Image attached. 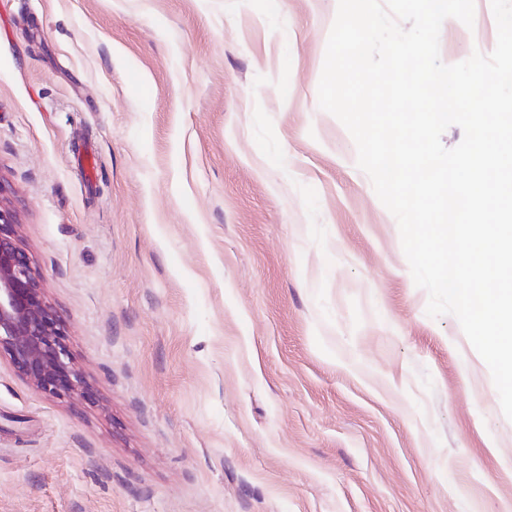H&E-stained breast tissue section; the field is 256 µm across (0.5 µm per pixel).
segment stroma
<instances>
[{
  "label": "stroma",
  "instance_id": "stroma-1",
  "mask_svg": "<svg viewBox=\"0 0 512 512\" xmlns=\"http://www.w3.org/2000/svg\"><path fill=\"white\" fill-rule=\"evenodd\" d=\"M338 0H0V183L95 399L0 356V512H512V420L318 84ZM490 0L445 64L490 54Z\"/></svg>",
  "mask_w": 512,
  "mask_h": 512
}]
</instances>
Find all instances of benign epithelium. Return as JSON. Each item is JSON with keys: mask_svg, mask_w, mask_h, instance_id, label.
I'll list each match as a JSON object with an SVG mask.
<instances>
[{"mask_svg": "<svg viewBox=\"0 0 512 512\" xmlns=\"http://www.w3.org/2000/svg\"><path fill=\"white\" fill-rule=\"evenodd\" d=\"M3 192L0 185V352L35 391L91 400L93 391L74 362L62 319L18 243L16 215Z\"/></svg>", "mask_w": 512, "mask_h": 512, "instance_id": "benign-epithelium-1", "label": "benign epithelium"}]
</instances>
